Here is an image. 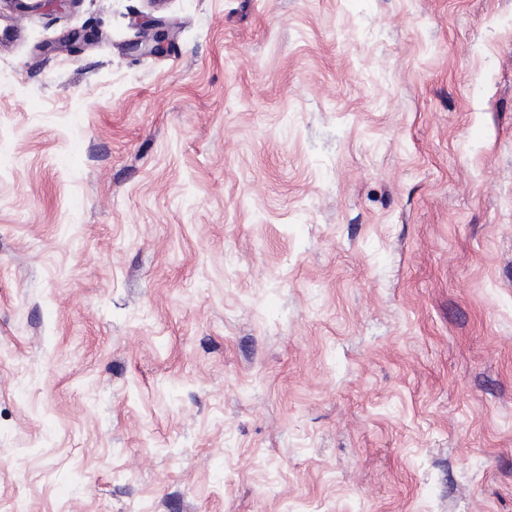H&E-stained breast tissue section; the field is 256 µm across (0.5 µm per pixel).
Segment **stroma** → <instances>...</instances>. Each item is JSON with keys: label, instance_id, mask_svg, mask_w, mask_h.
<instances>
[{"label": "stroma", "instance_id": "35a3bbf8", "mask_svg": "<svg viewBox=\"0 0 512 512\" xmlns=\"http://www.w3.org/2000/svg\"><path fill=\"white\" fill-rule=\"evenodd\" d=\"M6 25L0 512H512V0Z\"/></svg>", "mask_w": 512, "mask_h": 512}]
</instances>
